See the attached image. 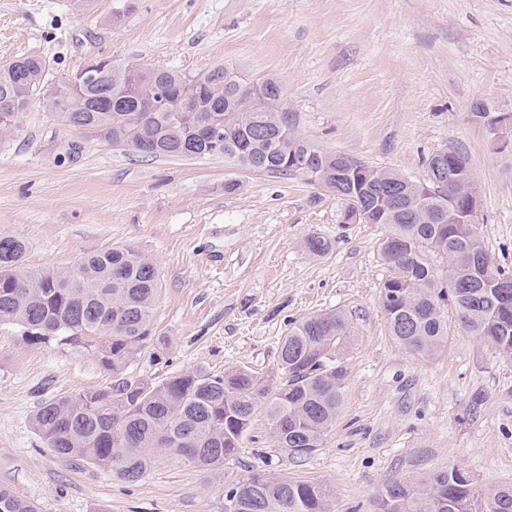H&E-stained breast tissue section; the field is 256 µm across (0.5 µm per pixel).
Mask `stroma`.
<instances>
[{
  "instance_id": "35a3bbf8",
  "label": "stroma",
  "mask_w": 512,
  "mask_h": 512,
  "mask_svg": "<svg viewBox=\"0 0 512 512\" xmlns=\"http://www.w3.org/2000/svg\"><path fill=\"white\" fill-rule=\"evenodd\" d=\"M26 56L49 67L45 96L95 56L272 79L306 140L412 180L433 153L457 148L476 176L482 244L512 270V158L470 117L478 101L512 111V0H0V64ZM386 233L342 223L340 202L300 174L146 157L41 105L21 113L0 141V237L24 240L32 269L127 248L156 264L154 340L128 377L245 367L278 379L291 321L331 309L349 318L352 339L341 413L311 456L276 448L259 409L223 471L168 454L127 483L62 461L32 425L42 402L110 385L111 374L2 327L0 484L41 512H224L227 482L256 467L323 485L333 512H372L387 483L451 466L482 487L512 482V358L449 306L438 355L395 343L380 303L395 273L380 257ZM312 236L330 242L326 255L307 251Z\"/></svg>"
}]
</instances>
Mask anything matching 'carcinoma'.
<instances>
[{"label": "carcinoma", "instance_id": "carcinoma-1", "mask_svg": "<svg viewBox=\"0 0 512 512\" xmlns=\"http://www.w3.org/2000/svg\"><path fill=\"white\" fill-rule=\"evenodd\" d=\"M224 74L222 67L191 78L148 68L133 96L114 73L92 89L68 92L70 111L59 117L67 123L76 118L104 141L147 157H177L192 144L196 158L220 155L251 173L264 160L279 159L266 171L270 176L292 175L294 162L306 163L343 212L361 206L366 222L388 228L380 251L397 274L383 283L380 300L388 335L396 343L424 358L438 354L448 339L442 307L449 303L465 330L512 358V288L499 287L512 282V272L492 265L481 240H472L474 211L464 209L461 197L472 177L464 153L449 148L429 158L427 168L444 173L441 185L366 166L299 136L292 162L280 156L281 129L292 127L280 85L268 80L272 92L257 102L225 84ZM44 78L41 59L14 61L12 69L0 70V101L8 97L26 111ZM199 79L212 88L203 109L192 116L199 125L213 122L222 128L224 146L218 153L194 141L181 113L168 108L194 98ZM102 94L112 96V111H87L89 98ZM394 190L406 194L409 211L389 205ZM26 250L20 239L0 238V327L19 329L31 344L55 340L86 352L113 377L110 386L46 401L36 411L34 428L57 457L106 469L131 483L168 452L203 471H219L238 452L262 404L284 454L305 458L321 447L340 413L346 386L351 326L342 312L292 322L279 347L283 382L274 391L244 368L222 375L189 370L153 384L124 373L151 339L158 288L154 263L134 250L112 249L91 254L69 270H30L24 264ZM433 256L450 261L443 282L430 262ZM0 512L38 510L13 488L0 485ZM224 512H329V505L326 491L315 483L253 469L247 478L229 482ZM376 512H512V484L480 488L468 471L451 466L385 485Z\"/></svg>", "mask_w": 512, "mask_h": 512}]
</instances>
